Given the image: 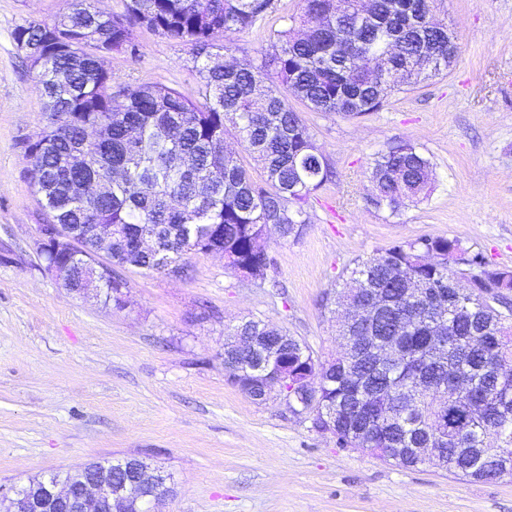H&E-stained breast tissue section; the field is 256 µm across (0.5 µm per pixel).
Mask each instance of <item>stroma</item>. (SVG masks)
I'll use <instances>...</instances> for the list:
<instances>
[{
    "label": "stroma",
    "instance_id": "stroma-1",
    "mask_svg": "<svg viewBox=\"0 0 512 512\" xmlns=\"http://www.w3.org/2000/svg\"><path fill=\"white\" fill-rule=\"evenodd\" d=\"M72 0H0V487L101 459L136 457L170 475L156 512H512V480L406 469L342 448L283 399L253 402L228 383V328L254 318L304 341L317 362L340 349L326 295L342 270L422 237L456 238L512 267V0H440L460 46L442 74L352 118L299 112L334 175L296 239H270L265 281L192 253L175 272L120 269L123 306L79 296L38 248L49 218L23 145L46 125L16 27L52 22ZM301 0L234 41L260 62ZM116 83H155L201 102L188 45L150 29L104 60ZM393 140L433 164L430 193L399 214L375 208L368 167Z\"/></svg>",
    "mask_w": 512,
    "mask_h": 512
}]
</instances>
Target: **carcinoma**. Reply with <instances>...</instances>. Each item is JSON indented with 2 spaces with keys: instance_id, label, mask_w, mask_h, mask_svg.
<instances>
[{
  "instance_id": "obj_1",
  "label": "carcinoma",
  "mask_w": 512,
  "mask_h": 512,
  "mask_svg": "<svg viewBox=\"0 0 512 512\" xmlns=\"http://www.w3.org/2000/svg\"><path fill=\"white\" fill-rule=\"evenodd\" d=\"M437 2L373 0L372 19L358 25L352 19L362 0H302L299 26L277 32L260 64L237 58L231 67L219 66L218 57L240 51L232 36L262 19L273 0H124L122 12L107 15L93 0H74L64 17L21 25L15 40L46 41L37 85L47 124L26 154L40 174L35 192L86 248L96 245L93 225H119L124 235L112 245L115 264L162 272L189 253H222L227 268L262 281L273 264L270 233L300 237L307 224L303 205L331 176L288 97L312 112L359 117L380 111L400 90L397 76L411 85L439 74L458 46L448 44V25L434 16ZM140 27L190 46L203 105L163 84L115 86L81 46L90 28L101 45L123 50ZM384 45L394 75L376 82L354 59ZM74 52L84 56L78 66L70 61ZM101 123L109 131L105 139L85 137L86 127ZM228 123L261 165L265 184L227 149ZM75 154L80 164H68ZM368 175L371 204L396 214L427 194L432 164L414 144L392 142L375 154ZM87 179L104 183L106 192L82 197L79 186ZM146 235L153 245L140 250L137 242ZM42 254L70 284L81 258L64 246ZM347 275L359 290L336 289L330 303L365 305L378 294L384 306L367 324L339 325L343 348L323 368L320 401L336 412L337 444L364 448L383 462L389 458L377 449L400 448L395 464L403 467L419 465L411 449L437 448L454 475L511 477L495 458L505 454L512 463V269L489 267L458 239L430 237L358 259ZM124 287L116 276L105 281V299L120 305ZM398 317L410 331L400 337L396 363L379 365L366 349H349L359 336L370 346L393 340ZM441 323L448 339L434 352L429 340ZM230 335L261 337V357L272 352L262 337L283 330L248 319ZM315 368L307 346L288 337L289 379ZM459 372L468 383L456 390ZM393 387L402 405L385 420L377 402ZM111 465L103 460L51 472L24 489L38 493L51 478L73 482Z\"/></svg>"
}]
</instances>
